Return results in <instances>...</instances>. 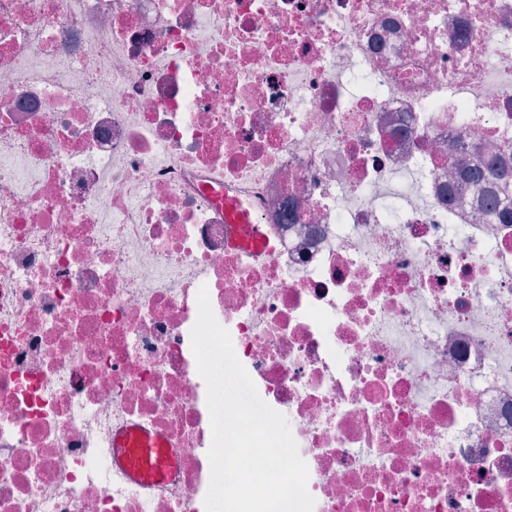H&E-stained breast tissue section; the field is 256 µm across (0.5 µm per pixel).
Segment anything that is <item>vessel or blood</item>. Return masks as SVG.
<instances>
[{
  "label": "vessel or blood",
  "instance_id": "vessel-or-blood-1",
  "mask_svg": "<svg viewBox=\"0 0 512 512\" xmlns=\"http://www.w3.org/2000/svg\"><path fill=\"white\" fill-rule=\"evenodd\" d=\"M133 425H123L113 430V446L109 450L111 471L127 481L149 490H160L175 479V470L165 463L146 465L149 451L145 448L129 447L131 435L137 434Z\"/></svg>",
  "mask_w": 512,
  "mask_h": 512
}]
</instances>
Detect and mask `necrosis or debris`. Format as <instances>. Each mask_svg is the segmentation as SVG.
Instances as JSON below:
<instances>
[{"label":"necrosis or debris","mask_w":512,"mask_h":512,"mask_svg":"<svg viewBox=\"0 0 512 512\" xmlns=\"http://www.w3.org/2000/svg\"><path fill=\"white\" fill-rule=\"evenodd\" d=\"M492 155L512 0H0V512H205L203 287L314 512H512ZM496 182L498 185V191L501 192H512V171L507 172L505 170L496 169L491 167H474L469 164L461 163L456 173V180L451 182L453 188H457L458 184H465L471 186L474 184ZM134 425H123L113 430V448H108L112 474L137 483L145 489L160 490L176 479L175 469L166 463L146 465L145 457L156 448H125L131 435H137Z\"/></svg>","instance_id":"obj_1"}]
</instances>
